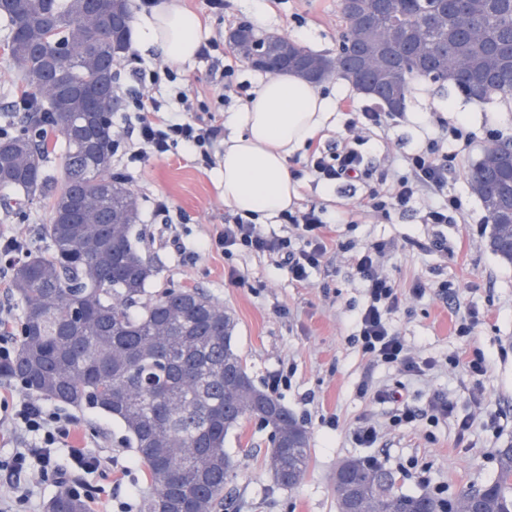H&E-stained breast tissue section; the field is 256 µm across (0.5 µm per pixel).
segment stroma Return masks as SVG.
Here are the masks:
<instances>
[{"label": "stroma", "instance_id": "obj_1", "mask_svg": "<svg viewBox=\"0 0 512 512\" xmlns=\"http://www.w3.org/2000/svg\"><path fill=\"white\" fill-rule=\"evenodd\" d=\"M181 3L199 17L210 37L224 38L229 28L246 21L257 32L288 35L316 53L332 56L338 47L339 0H227L220 17L211 13L206 0ZM258 4L263 7L259 17L254 14ZM322 88L338 96L336 120L322 132L324 139L333 140L367 99L336 77L323 81ZM449 105L461 112L472 109L471 102L454 91L413 77L403 121L378 131L365 147L367 156L379 165L398 155L423 137L433 113ZM467 127L475 135L474 144L457 159L460 176L451 186L463 202L460 224H425L418 210L388 220L362 215L353 205L355 197L367 193L366 184L317 187L309 179L299 181L298 207L323 208L332 219L350 224L347 237L356 246L389 244L385 272L402 295L390 315L391 325L412 351L441 363L440 370L423 381L402 380L399 372L374 364L350 343L353 315L365 301V283L353 267L351 253L338 248L337 236H330L322 266L311 271L307 283L299 284L269 256L238 252L228 258L208 250L216 225L223 223L228 211L216 167L201 165L182 149L124 166V181L140 211L132 237L158 270L148 293L200 288L223 305L238 322L237 345L257 385L266 386L272 373L287 374L288 383L277 397L309 432V468L289 488L275 486L262 465L269 447L267 430L246 420L229 433L225 447L236 461L237 475L228 486L233 502L228 512H336L337 466L372 455L393 477L396 491L404 494L422 493L417 474L424 468L432 483L449 496L495 477L499 449L512 446V266L503 265L489 249L491 226L466 175L489 145L512 139V96L483 103ZM16 197V190L0 187V232L20 233L29 252L47 249L42 233L50 219L46 200L21 205ZM159 197L169 201V216L156 213L154 201ZM438 237L445 239L447 251L431 248ZM232 268L243 277V286L226 280ZM418 280L429 285L420 298L410 292ZM442 283L448 286L444 296L438 290ZM471 308L479 310L480 321L471 336H457V319ZM476 349L488 362V371L479 380L463 367ZM400 380L414 406L426 407L433 396L441 395L453 402V415L432 426L419 421L391 427L387 406L371 402L360 387L376 389ZM11 414L0 405V501L12 503L24 495L32 512H48L59 492L52 481L36 473L11 477L1 468L28 442ZM71 417L69 445L96 449L114 460L111 471L84 478L99 494L92 512H139L151 485L122 427L92 409L72 411ZM463 417L473 418L474 426L461 439L457 421ZM366 419L381 427V440L373 449L359 447L351 438L353 428Z\"/></svg>", "mask_w": 512, "mask_h": 512}]
</instances>
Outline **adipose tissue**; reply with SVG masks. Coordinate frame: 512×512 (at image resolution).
Wrapping results in <instances>:
<instances>
[{
    "mask_svg": "<svg viewBox=\"0 0 512 512\" xmlns=\"http://www.w3.org/2000/svg\"><path fill=\"white\" fill-rule=\"evenodd\" d=\"M138 37L170 61L184 64L195 58L202 32L198 17L179 0H162L143 18ZM336 107L335 96L295 74H267L252 100L227 116L236 133L225 141L217 169L225 204L262 218L288 209L298 197L288 160L329 126Z\"/></svg>",
    "mask_w": 512,
    "mask_h": 512,
    "instance_id": "obj_1",
    "label": "adipose tissue"
}]
</instances>
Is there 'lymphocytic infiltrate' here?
<instances>
[{
    "instance_id": "1",
    "label": "lymphocytic infiltrate",
    "mask_w": 512,
    "mask_h": 512,
    "mask_svg": "<svg viewBox=\"0 0 512 512\" xmlns=\"http://www.w3.org/2000/svg\"><path fill=\"white\" fill-rule=\"evenodd\" d=\"M218 48L217 39L211 38L197 51L199 58L212 61L221 69L222 80L207 101L200 99L198 90L179 84L177 72L167 64L159 62L132 69L131 75L138 85L131 100L133 115L112 137L113 146H126L127 162H146L182 148L205 165L214 164V147L224 131L222 111L232 96H246L249 89L247 83L238 80L233 66L222 64L216 57ZM163 82L174 88L167 100L153 94L154 88ZM396 118L393 112L361 107L336 144L311 152L307 174L317 183L377 178V187L357 202L363 213L387 218L407 212L420 202L424 205L423 223H456L463 203L459 196L449 193L448 184L454 179V160L473 143L472 133L463 123L436 118L431 135L402 153L400 169L380 175L373 162L368 161L364 147L374 130L386 127ZM279 218L291 226L292 232L274 238L262 232L252 218L238 213L226 216L210 245L226 255L236 251L273 255L277 266L287 268L294 281L307 282L310 271L322 265L328 251L325 231L330 222L324 210L313 207L286 210ZM387 251V244L382 242L355 251V269L366 285L365 303L354 316L355 340L371 361L396 368L407 377L422 378L436 369L438 362L415 356L391 326L389 316L401 298L381 269ZM371 399L390 405V420L398 427L420 420L436 423L453 413L452 403L440 397L433 398L425 409H412L404 403L400 391L388 387L376 389ZM12 420L33 436L34 443L13 454L7 465L9 471L22 473L34 469L52 476L64 490L72 491L79 484V475L100 472L112 464L110 458L89 448H72L67 456H59L58 445L69 436L73 420L43 402L20 401Z\"/></svg>"
}]
</instances>
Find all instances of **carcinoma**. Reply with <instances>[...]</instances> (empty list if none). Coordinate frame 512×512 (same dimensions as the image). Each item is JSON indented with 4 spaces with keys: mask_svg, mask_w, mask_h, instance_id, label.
<instances>
[{
    "mask_svg": "<svg viewBox=\"0 0 512 512\" xmlns=\"http://www.w3.org/2000/svg\"><path fill=\"white\" fill-rule=\"evenodd\" d=\"M367 22L354 31L356 45L390 43L396 52L419 53L405 67H357L354 54L314 53L293 43L294 55L328 69L337 66L352 89L380 102L406 100L413 75L455 88L485 102L507 94L498 78L470 87L493 53L512 55V0H460L448 4V25L423 27L435 0H356ZM131 16L129 0H103L92 25L85 0H0V20L11 28L7 51L17 69L20 93L49 84L84 87L112 100L113 70L129 49L130 26L114 28L117 14ZM26 129L0 131V187L28 196L43 192V162L55 151L49 133L63 139L60 188L50 196V241L44 253L16 265L12 293L23 306L14 356L0 375L39 396L78 411L97 409L120 423L129 447L153 485L141 512H155L162 498L175 512H217L224 487L236 473L224 448L245 420L268 429L278 447L265 455L272 481L295 485L309 465V435L276 397L260 388L236 345L237 322L199 288L147 294L157 269L131 239L139 223L134 193L110 173L112 123L95 119L87 101L73 96L59 105L44 97L32 106L20 98ZM495 170L469 176L487 219L495 222L489 248L512 265V226L497 208L512 211V146L483 153L478 165ZM80 311V327L63 324ZM494 480L460 492L455 500L394 490L392 477L362 459L336 469L338 512H512V448L498 451ZM49 512H88L69 492L57 494Z\"/></svg>",
    "mask_w": 512,
    "mask_h": 512,
    "instance_id": "obj_1",
    "label": "carcinoma"
}]
</instances>
